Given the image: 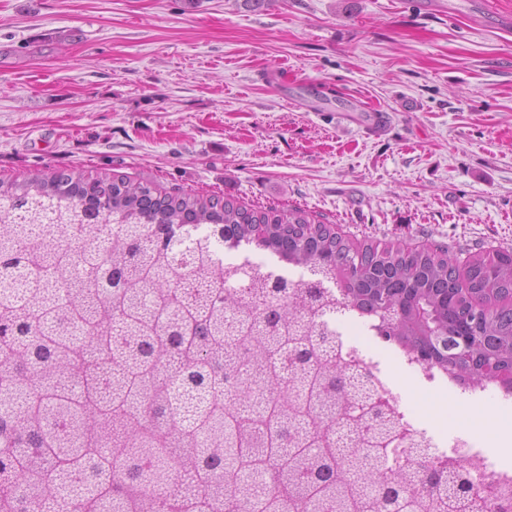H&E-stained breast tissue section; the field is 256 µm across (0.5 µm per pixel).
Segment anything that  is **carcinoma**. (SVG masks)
Listing matches in <instances>:
<instances>
[{"label":"carcinoma","instance_id":"carcinoma-1","mask_svg":"<svg viewBox=\"0 0 512 512\" xmlns=\"http://www.w3.org/2000/svg\"><path fill=\"white\" fill-rule=\"evenodd\" d=\"M65 172L0 189V512H475L512 492L450 467L375 386L350 397L331 285L358 256L345 306L464 391L494 356L512 368V252L354 246L300 207L162 195ZM309 271L296 287L224 248ZM447 334L427 355L418 306Z\"/></svg>","mask_w":512,"mask_h":512}]
</instances>
